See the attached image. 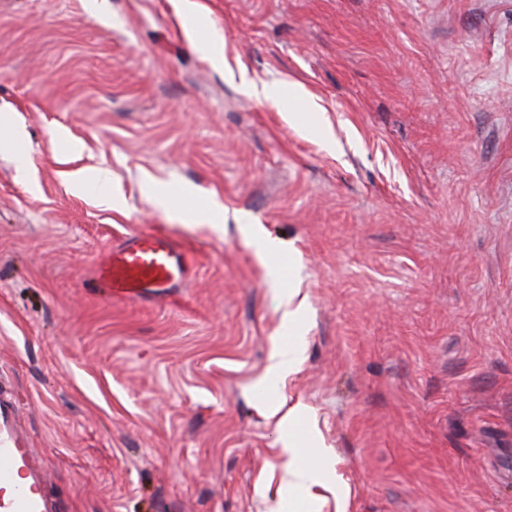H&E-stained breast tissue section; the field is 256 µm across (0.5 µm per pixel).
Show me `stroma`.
Masks as SVG:
<instances>
[{
  "label": "stroma",
  "mask_w": 512,
  "mask_h": 512,
  "mask_svg": "<svg viewBox=\"0 0 512 512\" xmlns=\"http://www.w3.org/2000/svg\"><path fill=\"white\" fill-rule=\"evenodd\" d=\"M93 2L0 0V396L56 512H272L292 408L297 512H512V0ZM142 234L187 279L112 299ZM298 360V352L294 347L279 350L271 359L268 366V374L272 377L279 378L283 375L288 367V373ZM302 448L297 440L288 435L285 442L283 451L288 455V468L286 470V477L288 484L293 486V491L306 496L312 495V488L320 485L318 476L320 470L315 464L300 461L299 449Z\"/></svg>",
  "instance_id": "obj_1"
}]
</instances>
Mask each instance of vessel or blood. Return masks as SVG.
<instances>
[{
  "label": "vessel or blood",
  "mask_w": 512,
  "mask_h": 512,
  "mask_svg": "<svg viewBox=\"0 0 512 512\" xmlns=\"http://www.w3.org/2000/svg\"><path fill=\"white\" fill-rule=\"evenodd\" d=\"M185 254L162 235L133 237L100 267L113 299L166 297L183 279ZM49 474L33 460L12 404L0 402V512H53Z\"/></svg>",
  "instance_id": "b4317fda"
}]
</instances>
